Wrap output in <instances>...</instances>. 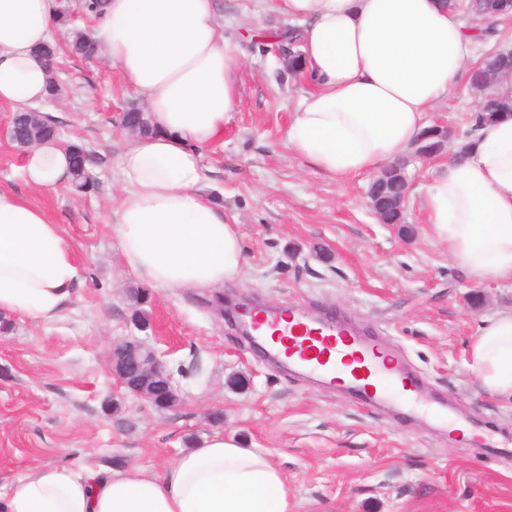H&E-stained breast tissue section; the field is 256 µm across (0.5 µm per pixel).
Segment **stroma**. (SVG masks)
<instances>
[{
    "instance_id": "1",
    "label": "stroma",
    "mask_w": 512,
    "mask_h": 512,
    "mask_svg": "<svg viewBox=\"0 0 512 512\" xmlns=\"http://www.w3.org/2000/svg\"><path fill=\"white\" fill-rule=\"evenodd\" d=\"M225 37L245 52L224 135L202 150L205 191L236 224L242 281L221 289L141 286L125 270L108 220L118 158L130 138L119 117L142 100L105 59L59 52L67 97L39 112L90 150L96 188L45 192L21 176L23 153L0 134V190L62 224L86 268L80 299L51 323L13 319L0 333V494L35 464L140 467L169 460L214 432L257 448L283 472L291 512H512V400L470 372L482 322L512 308L511 282L477 283L448 255L422 209L440 158L407 167L409 233L379 223L363 175L317 172L286 145L305 84L285 73L265 36L286 27L268 0H217ZM475 98L454 90L430 124L459 134ZM144 288L151 326L138 331L127 295ZM341 313L402 348L429 389L457 396L464 416L503 446L499 457L432 435L417 415L387 417L288 375L219 318L216 296ZM139 336L162 355L180 403L161 409L112 375L113 343Z\"/></svg>"
}]
</instances>
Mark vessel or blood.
Returning <instances> with one entry per match:
<instances>
[{
  "label": "vessel or blood",
  "mask_w": 512,
  "mask_h": 512,
  "mask_svg": "<svg viewBox=\"0 0 512 512\" xmlns=\"http://www.w3.org/2000/svg\"><path fill=\"white\" fill-rule=\"evenodd\" d=\"M245 327L289 371L343 390L360 406L407 411L425 403L429 422L448 431L457 423L453 406L428 399L405 360L343 316L263 307L250 312Z\"/></svg>",
  "instance_id": "b4317fda"
}]
</instances>
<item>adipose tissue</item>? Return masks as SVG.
<instances>
[{"label": "adipose tissue", "mask_w": 512, "mask_h": 512, "mask_svg": "<svg viewBox=\"0 0 512 512\" xmlns=\"http://www.w3.org/2000/svg\"><path fill=\"white\" fill-rule=\"evenodd\" d=\"M301 22L299 69L309 84L288 127L289 150L344 179L406 155L434 111L468 79L475 42L444 0H273ZM58 0H0V104L22 110L47 97L36 50L58 26ZM103 57L142 97L155 127L119 158L123 191L112 234L129 275L163 288L208 289L240 277L235 225L201 190L202 147L220 138L237 104L239 48L224 36L214 0H106L93 34ZM423 201L426 220L476 282L512 280V116L481 122L455 145ZM31 185L69 180L53 141L27 149ZM85 283L61 225L0 191V314L56 320ZM470 371L512 400V310L487 318ZM0 512H290L281 470L223 433L162 471L39 465Z\"/></svg>", "instance_id": "ef3b65f1"}]
</instances>
